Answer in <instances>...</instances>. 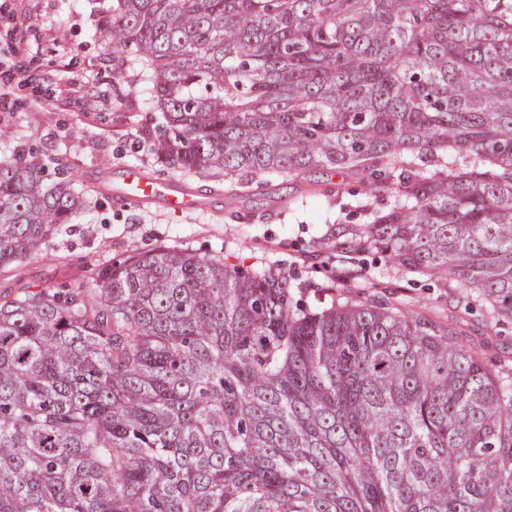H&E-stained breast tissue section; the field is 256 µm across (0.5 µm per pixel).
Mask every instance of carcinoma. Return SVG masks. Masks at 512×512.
<instances>
[{
	"label": "carcinoma",
	"instance_id": "carcinoma-1",
	"mask_svg": "<svg viewBox=\"0 0 512 512\" xmlns=\"http://www.w3.org/2000/svg\"><path fill=\"white\" fill-rule=\"evenodd\" d=\"M151 72L181 171L230 191L314 169L392 196L325 248L454 283L512 323V0H96ZM443 157L429 171L423 160ZM84 199L0 160V266ZM184 248L0 304V512H512V365L373 302Z\"/></svg>",
	"mask_w": 512,
	"mask_h": 512
}]
</instances>
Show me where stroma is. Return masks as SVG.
<instances>
[{"mask_svg": "<svg viewBox=\"0 0 512 512\" xmlns=\"http://www.w3.org/2000/svg\"><path fill=\"white\" fill-rule=\"evenodd\" d=\"M91 3L0 0V159L34 148L71 175L87 202L81 223L62 225L38 252L0 267V302L44 288H81L112 258L169 246L232 264L279 265L312 305L375 299L456 328L458 296L452 288L402 275L375 253L313 257L335 216L362 223L390 204V195L371 192L361 177L317 172L298 184L274 177L231 197L223 177L161 163L152 137L163 114L150 73L129 54L103 50ZM128 166L192 184L207 195L209 208L181 213L113 200L100 179ZM465 331L482 346L486 361L512 356V329L495 333L475 316Z\"/></svg>", "mask_w": 512, "mask_h": 512, "instance_id": "obj_1", "label": "stroma"}]
</instances>
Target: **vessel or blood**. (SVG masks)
<instances>
[{
  "mask_svg": "<svg viewBox=\"0 0 512 512\" xmlns=\"http://www.w3.org/2000/svg\"><path fill=\"white\" fill-rule=\"evenodd\" d=\"M104 187L114 199L139 207L194 213L206 210L208 201L199 190L173 179L162 178L141 167H127L119 179L106 180Z\"/></svg>",
  "mask_w": 512,
  "mask_h": 512,
  "instance_id": "1",
  "label": "vessel or blood"
}]
</instances>
